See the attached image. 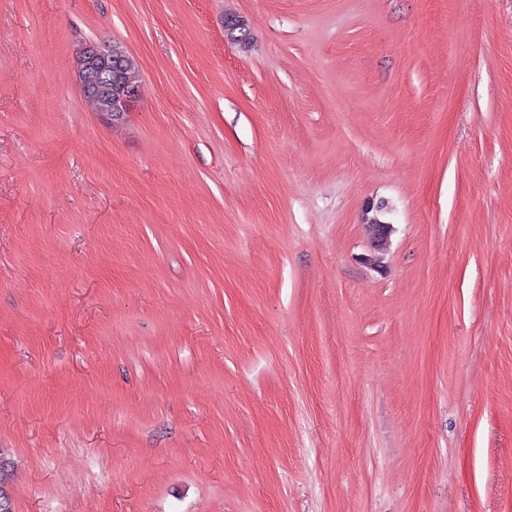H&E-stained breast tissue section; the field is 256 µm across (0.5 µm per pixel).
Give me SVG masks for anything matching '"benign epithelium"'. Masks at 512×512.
<instances>
[{
	"label": "benign epithelium",
	"mask_w": 512,
	"mask_h": 512,
	"mask_svg": "<svg viewBox=\"0 0 512 512\" xmlns=\"http://www.w3.org/2000/svg\"><path fill=\"white\" fill-rule=\"evenodd\" d=\"M127 53L118 45L89 42L81 46L77 55L78 75L84 98L92 111L107 123L124 120L139 100V90L118 79L125 69ZM388 207L382 202H367L362 209V223L369 240V254L363 263L382 267L394 226L384 220Z\"/></svg>",
	"instance_id": "7a95c632"
}]
</instances>
